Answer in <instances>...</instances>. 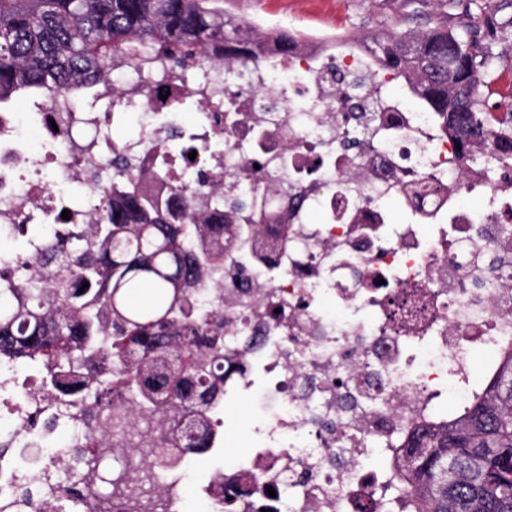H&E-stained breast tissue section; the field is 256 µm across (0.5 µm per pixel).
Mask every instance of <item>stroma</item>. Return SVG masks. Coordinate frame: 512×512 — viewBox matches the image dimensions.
I'll list each match as a JSON object with an SVG mask.
<instances>
[{"mask_svg":"<svg viewBox=\"0 0 512 512\" xmlns=\"http://www.w3.org/2000/svg\"><path fill=\"white\" fill-rule=\"evenodd\" d=\"M230 9L262 26L290 18L307 34H324L341 28L347 37L364 39L377 31H426L437 14L448 25L481 29L493 24L497 40L495 74H512V0H231Z\"/></svg>","mask_w":512,"mask_h":512,"instance_id":"1","label":"stroma"}]
</instances>
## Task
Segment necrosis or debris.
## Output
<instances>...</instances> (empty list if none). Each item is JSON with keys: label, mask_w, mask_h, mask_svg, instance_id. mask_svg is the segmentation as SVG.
Segmentation results:
<instances>
[{"label": "necrosis or debris", "mask_w": 512, "mask_h": 512, "mask_svg": "<svg viewBox=\"0 0 512 512\" xmlns=\"http://www.w3.org/2000/svg\"><path fill=\"white\" fill-rule=\"evenodd\" d=\"M328 40L295 47L277 64L252 59L207 64L186 85L170 60L125 82L101 81L100 97L122 96L119 125L134 138L97 136L100 113L66 90L46 92L21 111L0 112V235L27 225L84 234L93 205L73 188L112 187V155L143 171L199 177V192L246 196L279 211L256 226L281 249L225 272L224 400L206 406L213 431L226 411L261 395L268 406L247 453L215 465L192 499L172 495L200 457L160 439L127 407L112 414L98 474L120 487L112 512H378L398 482L405 431L447 423L484 397L512 352V165L487 175L455 155L432 113L386 96L367 125L348 112L347 91L323 78ZM178 132L180 150L162 143ZM356 137L351 153L342 139ZM304 198L286 213L287 194ZM471 193L485 200L468 206ZM396 199V221L386 205ZM69 218H62V211ZM28 374L0 376V492L12 474L45 472L90 433L33 417ZM301 491L280 493L285 475ZM276 496H269V489Z\"/></svg>", "instance_id": "obj_1"}]
</instances>
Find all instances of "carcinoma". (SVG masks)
<instances>
[{"mask_svg": "<svg viewBox=\"0 0 512 512\" xmlns=\"http://www.w3.org/2000/svg\"><path fill=\"white\" fill-rule=\"evenodd\" d=\"M218 0H0V105L22 95L64 89L78 98L112 72L118 60L144 63L165 56L183 71L203 63L259 54L277 38L241 20ZM423 33L390 31L360 43L366 63L401 82L417 106L437 116L469 153L490 138L497 160L512 161V104L484 122L493 76L495 35L480 41L431 18ZM159 173H138L118 154L112 197L97 200L90 240L68 233L32 263L36 276L19 288L0 276V360L47 369L61 414L76 410L87 427L106 426L115 401L160 405L159 431L188 448L208 447V424L182 415L200 399H224V315L207 296L224 276V258L246 245L248 230L207 224L188 205L192 185L171 186L175 202L150 190ZM214 208H253L245 197L218 196ZM89 287H84V284ZM207 352L197 353L200 342ZM458 420L410 431L405 468L412 483L398 490L405 512H512V361ZM78 448L79 473L62 487L78 503L77 485L111 502L90 484L96 453Z\"/></svg>", "mask_w": 512, "mask_h": 512, "instance_id": "obj_1", "label": "carcinoma"}]
</instances>
